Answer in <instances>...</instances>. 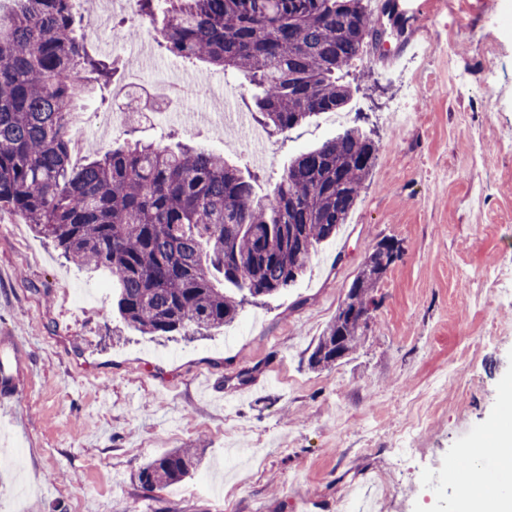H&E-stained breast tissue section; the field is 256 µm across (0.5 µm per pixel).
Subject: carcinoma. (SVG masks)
Returning a JSON list of instances; mask_svg holds the SVG:
<instances>
[{
	"mask_svg": "<svg viewBox=\"0 0 512 512\" xmlns=\"http://www.w3.org/2000/svg\"><path fill=\"white\" fill-rule=\"evenodd\" d=\"M0 15V212L89 271L112 276L125 323L147 335L232 323L246 297L293 284L318 245L337 235L377 154L357 126L290 161L270 194L221 153L138 140L85 165L71 158V121L89 86L112 81V63L76 30L92 19L74 0H13ZM156 18L166 48L240 74L258 89V119L284 133L346 106L353 60L379 18L363 0H137ZM400 253L380 240L308 358L330 369L355 351L374 290ZM356 299L361 308L350 303ZM192 448L150 459L139 484L182 481Z\"/></svg>",
	"mask_w": 512,
	"mask_h": 512,
	"instance_id": "obj_1",
	"label": "carcinoma"
}]
</instances>
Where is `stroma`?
I'll return each mask as SVG.
<instances>
[{
    "label": "stroma",
    "mask_w": 512,
    "mask_h": 512,
    "mask_svg": "<svg viewBox=\"0 0 512 512\" xmlns=\"http://www.w3.org/2000/svg\"><path fill=\"white\" fill-rule=\"evenodd\" d=\"M401 35L364 53L340 120L321 113L268 133L269 164L191 95L140 136L224 154L257 193L289 160L362 122L377 159L340 234L305 274L247 302L231 324L186 336L127 327L104 277L67 260L21 216L0 215V336L26 343L24 394L0 409V512H336L352 495L385 512H458L448 461L490 445L512 396V21L504 0H417ZM140 73L226 91L244 78L137 37ZM463 84L452 79L453 71ZM409 95L411 123L392 119ZM82 160L122 143L101 135L111 104L91 101ZM384 238L401 255L379 282L358 350L313 371L307 358L361 263ZM174 448L200 464L143 490L140 468ZM385 486L377 488L375 475Z\"/></svg>",
    "instance_id": "1"
}]
</instances>
